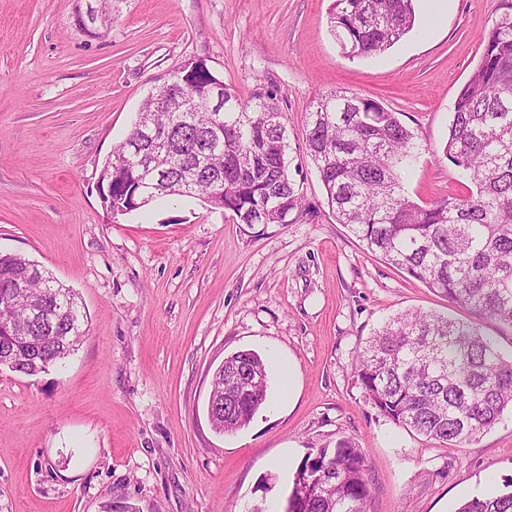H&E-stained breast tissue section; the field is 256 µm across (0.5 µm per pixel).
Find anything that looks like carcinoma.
Listing matches in <instances>:
<instances>
[{
    "instance_id": "obj_1",
    "label": "carcinoma",
    "mask_w": 512,
    "mask_h": 512,
    "mask_svg": "<svg viewBox=\"0 0 512 512\" xmlns=\"http://www.w3.org/2000/svg\"><path fill=\"white\" fill-rule=\"evenodd\" d=\"M95 29L112 27L99 0ZM484 38L456 97L443 155L471 184L464 195L420 204L401 174L422 153L416 134L381 103L337 91L306 118V154L336 220L384 261L478 315L512 326V0ZM415 22L412 0H334L330 23L351 57L382 55ZM112 215L168 196L224 186L242 224H284L304 210L289 175L288 135L274 91L247 99L202 60L178 68L142 100L127 136L106 158ZM27 285L18 296L16 281ZM88 322L78 295L22 256L0 255V368L45 373L77 350ZM369 403L396 425L464 447L512 408V357L471 322L407 310L375 331L357 355ZM212 425L246 427L266 402L263 359L239 351L216 371ZM372 462L349 441L321 449L293 473L283 512H368ZM457 512H512V491L474 497Z\"/></svg>"
}]
</instances>
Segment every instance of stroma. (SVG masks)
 I'll list each match as a JSON object with an SVG mask.
<instances>
[{"label":"stroma","mask_w":512,"mask_h":512,"mask_svg":"<svg viewBox=\"0 0 512 512\" xmlns=\"http://www.w3.org/2000/svg\"><path fill=\"white\" fill-rule=\"evenodd\" d=\"M333 0H112L87 37L78 0H0V254L79 293L88 333L62 367L0 370V512H280L298 464L349 440L374 465L369 512H457L512 483V412L463 448L383 417L356 355L396 313L479 322L512 355V327L451 304L368 251L329 210L306 155L321 95L398 112L424 146L403 186L425 204L466 193L442 150L456 96L501 0H415L413 29L351 58ZM205 60L241 97L274 88L306 205L241 224L195 197L117 218L96 181L143 98ZM257 352L268 398L219 434L207 406L225 357Z\"/></svg>","instance_id":"stroma-1"}]
</instances>
